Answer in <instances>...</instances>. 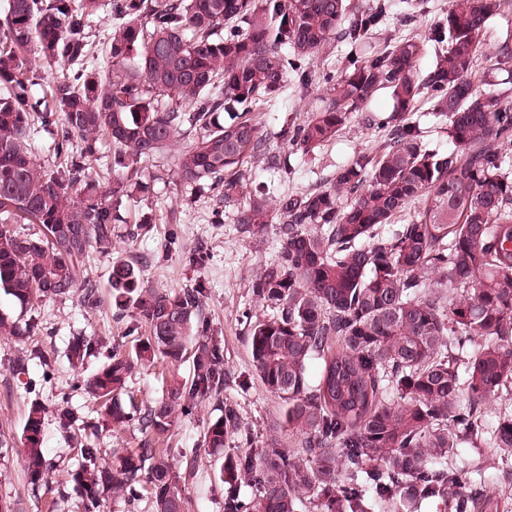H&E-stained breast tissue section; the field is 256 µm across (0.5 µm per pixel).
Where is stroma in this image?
<instances>
[{
	"label": "stroma",
	"instance_id": "stroma-1",
	"mask_svg": "<svg viewBox=\"0 0 512 512\" xmlns=\"http://www.w3.org/2000/svg\"><path fill=\"white\" fill-rule=\"evenodd\" d=\"M387 4V16L372 35L379 47L389 38L425 36L447 11L449 0H387ZM509 31L512 2L480 34L482 57L473 79L482 92L504 94L506 102L512 103V74L497 65L502 38ZM351 50L348 42L332 38L324 53L309 65L316 78L310 89H303L292 78L278 96L253 107L270 151L288 154L289 162L279 172L269 170L262 161L249 162L244 167L248 189L265 187L277 195L326 185L341 166L383 141L386 131L382 124L391 114L383 93L368 108L356 112L335 140L313 151L303 152L280 136L282 129L301 124L308 112L319 106L329 91V79L344 72ZM410 118L419 125L429 149L448 153L452 147L448 122L435 115L428 97H420ZM141 167L147 188L138 193L128 212L131 220L149 221V230L135 238L123 234L114 238L111 254L90 252L88 271L101 293L97 310H85L72 298L25 310L0 292V315L32 319L41 328L29 344L0 341V432L20 438L30 403L40 402L46 410L43 448L51 464L47 484L36 486L30 483L17 456L0 457V504L10 506L12 512H82L69 482L80 444L89 441L100 448L99 462L103 465L112 463L114 450L129 451L140 444L142 434L137 425L112 430L82 389L83 382L107 362L113 348L132 346L127 335L132 319L117 318L109 292L108 279L116 257L139 260L145 284L160 292L203 284L207 291L204 312L224 342L225 367L248 380L244 389L227 385L225 401L237 408L252 432L254 448L267 447L274 440L286 446L294 440L283 423L282 401L268 392L255 372L244 318L248 312L257 316L264 313L252 294L250 281L261 267L276 260L278 238L271 231L260 239L242 233L233 208L219 207L216 189H187L176 174L173 151L142 162ZM192 250L198 257L191 262L185 255ZM76 334L103 339L104 344L95 356L73 366L65 351ZM22 355L27 364L25 372L19 374L13 361ZM188 371V364L160 359L137 367L128 381L130 403L138 408L149 405L160 395L161 376H184ZM65 404L75 418L67 430L56 420L58 408ZM220 413L216 403L208 402L191 415L176 416L159 443L178 469L190 463L195 466V477L184 485L187 512H224V489L213 478L216 461L204 445L207 425ZM453 461L475 468V481L483 489L500 494V512H512V452L464 443L456 449Z\"/></svg>",
	"mask_w": 512,
	"mask_h": 512
}]
</instances>
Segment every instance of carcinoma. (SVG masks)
Wrapping results in <instances>:
<instances>
[{"mask_svg":"<svg viewBox=\"0 0 512 512\" xmlns=\"http://www.w3.org/2000/svg\"><path fill=\"white\" fill-rule=\"evenodd\" d=\"M506 0H451L420 38L393 39L349 61L324 104L282 136L312 150L334 139L380 92L392 125L377 151L361 152L327 186L271 197L246 191L241 167L267 159L266 135L252 104L281 91L301 64L338 34L364 44L386 0L352 9L348 0H6L0 24V291L21 306L77 296L100 305L89 249L108 255L116 225L142 186L139 163L192 140L174 165L191 187L222 188L236 222L254 237L275 226L277 259L251 280L267 314L249 320L256 374L285 407L298 435L289 447L223 456L230 437L251 445L236 408L224 402L229 373L222 340L204 313L202 284L160 293L138 263L112 261L109 288L124 316L132 310L148 336L85 382L107 423L135 422L140 446L98 464L85 442L70 474L83 512H103L108 497L133 506L148 492L153 512H186L181 475L154 447L172 416L223 403L205 445L219 461L224 512H408L438 500L449 512H499L500 496L472 488L471 471L448 466L455 448L486 437L512 449V413L484 426L483 412L512 399V105L472 81L480 33ZM109 6L110 66L87 67L90 19ZM446 47L420 75L424 46ZM61 66L36 98V68ZM428 92L448 120L446 154L425 149L409 120ZM53 136L64 166L37 158L34 139ZM112 142L108 183L93 174L99 142ZM425 198L406 223L395 219ZM37 224L29 233L23 225ZM39 333L28 320L0 316V338ZM476 347H471L474 339ZM102 340L74 336L67 356L80 362ZM160 355L189 363V376L134 413L123 395L136 366ZM319 361L317 383L309 366ZM45 408L33 403L19 448L32 484L46 480ZM255 491L241 495V487Z\"/></svg>","mask_w":512,"mask_h":512,"instance_id":"obj_1","label":"carcinoma"}]
</instances>
